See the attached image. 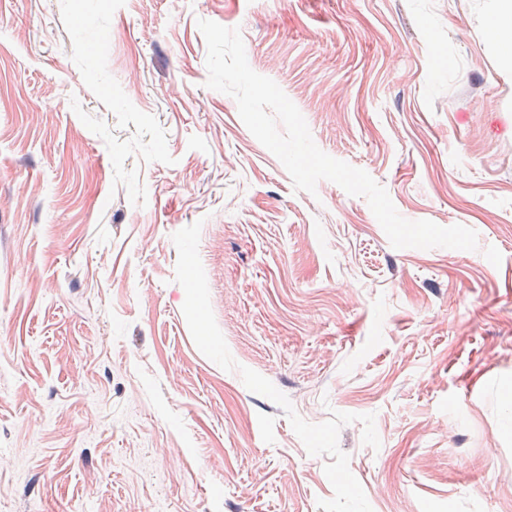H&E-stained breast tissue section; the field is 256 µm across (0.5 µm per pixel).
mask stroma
I'll return each mask as SVG.
<instances>
[{"label":"stroma","instance_id":"35a3bbf8","mask_svg":"<svg viewBox=\"0 0 512 512\" xmlns=\"http://www.w3.org/2000/svg\"><path fill=\"white\" fill-rule=\"evenodd\" d=\"M497 0H0V512H512ZM207 19L399 214L206 87Z\"/></svg>","mask_w":512,"mask_h":512}]
</instances>
